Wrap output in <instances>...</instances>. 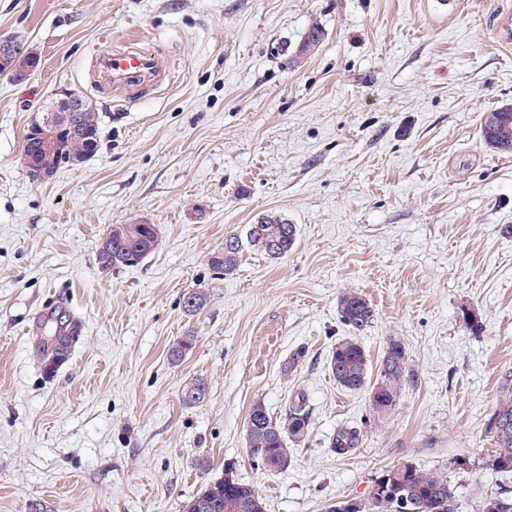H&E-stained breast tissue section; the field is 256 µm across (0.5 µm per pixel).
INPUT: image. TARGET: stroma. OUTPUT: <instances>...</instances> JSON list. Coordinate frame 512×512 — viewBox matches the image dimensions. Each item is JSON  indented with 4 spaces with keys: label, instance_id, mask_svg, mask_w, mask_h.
Instances as JSON below:
<instances>
[{
    "label": "stroma",
    "instance_id": "35a3bbf8",
    "mask_svg": "<svg viewBox=\"0 0 512 512\" xmlns=\"http://www.w3.org/2000/svg\"><path fill=\"white\" fill-rule=\"evenodd\" d=\"M503 10L512 0H0V36L41 57L24 82L0 76V512H183L228 470L267 512L367 497L402 463L447 472L459 512L512 490L482 467L512 371V154L480 135L484 113L512 106ZM314 22L318 50L287 63ZM138 35L168 78L115 96L96 54ZM62 87L98 112L101 147L37 180L24 137ZM269 216L297 227L288 256L246 247L234 270L210 266ZM111 224L156 225L160 247L103 269ZM198 289L208 304L191 315ZM349 289L375 312L359 336L372 367L395 337L416 374L385 415L328 370ZM58 293L83 331L47 370L36 352ZM197 378L206 398L184 405ZM298 395L308 434L268 474L248 412L281 417ZM346 427L360 441L339 455Z\"/></svg>",
    "mask_w": 512,
    "mask_h": 512
}]
</instances>
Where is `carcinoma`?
<instances>
[{
  "instance_id": "carcinoma-1",
  "label": "carcinoma",
  "mask_w": 512,
  "mask_h": 512,
  "mask_svg": "<svg viewBox=\"0 0 512 512\" xmlns=\"http://www.w3.org/2000/svg\"><path fill=\"white\" fill-rule=\"evenodd\" d=\"M322 40V31L316 24L311 25L293 57L301 59L315 52ZM20 53L0 70V76L7 78L18 69L37 58V52L27 45L20 36L15 37ZM497 121L489 122V117ZM481 136L484 142L500 154H512V107H503L499 112L487 113L481 122ZM23 149L34 155L37 170L30 172L34 178L40 171L57 170L63 165L76 166L95 155L100 149L99 115L91 109L81 113L80 131L67 136L59 152L47 153L40 150L39 143L24 138ZM235 247L210 257V265L223 272L232 270L243 246L266 255L270 259L282 258L294 248L297 240L296 225L276 216L266 217L250 225L246 240L230 237ZM160 240L153 224H110L101 239L97 258L104 269L130 267L141 264L159 246ZM207 298L201 290L191 291L183 296V308L189 314L199 311ZM337 310L341 321L355 333L363 332L373 321L372 305L357 291L340 295ZM78 341L63 330H54L52 343L40 342L42 361L55 366L64 361ZM196 337L187 334L173 341L168 348V360L177 365L193 350ZM328 369L336 383L348 391L370 388L369 405L373 413L386 414L395 408L402 389L415 382V372L409 367L404 345L398 339L387 342L376 379H371L372 367L367 353L358 337H344L332 349ZM503 390L506 394L499 400L487 423V433L494 449L483 462L485 470L498 475L512 474V372L503 376ZM207 393L204 380L188 383L181 392L185 405L202 402ZM309 412L303 400L295 398L289 403L284 417L274 419L265 405L255 402L246 421L247 444L253 461L265 471L273 474L285 471L291 462L293 449L288 443L304 440L308 432ZM359 433L342 429L333 439L332 449L345 454L357 447ZM380 486L376 494H369L356 500L353 512H401L402 503L416 502L422 512H458L457 494L448 482V475L442 471L421 469L411 463H404L384 469L373 479ZM184 512H266L264 498L257 488L240 481L233 471L224 477L207 483L184 506ZM480 512H512V495L509 491L487 494L482 498Z\"/></svg>"
}]
</instances>
